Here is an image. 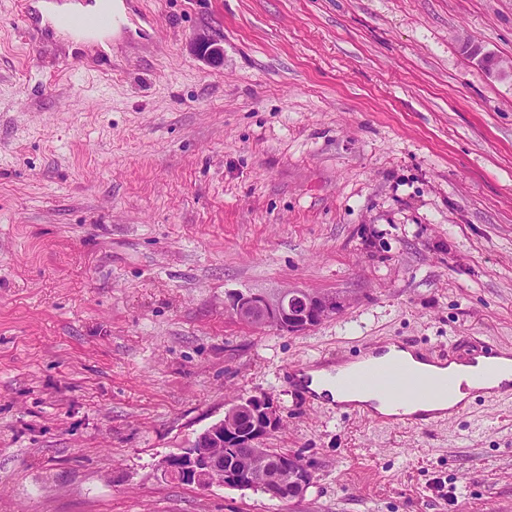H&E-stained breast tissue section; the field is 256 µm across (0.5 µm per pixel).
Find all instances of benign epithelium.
<instances>
[{
	"label": "benign epithelium",
	"mask_w": 512,
	"mask_h": 512,
	"mask_svg": "<svg viewBox=\"0 0 512 512\" xmlns=\"http://www.w3.org/2000/svg\"><path fill=\"white\" fill-rule=\"evenodd\" d=\"M197 50L213 62L224 58L223 46L207 36L199 39ZM342 304V299L334 293L311 294L289 289L274 299L258 294L237 295L227 310L239 321L274 324L294 333L335 315ZM281 424V416L268 397L250 396L231 404L224 419L202 432L187 451L162 459L161 469L173 480L204 490L214 485L250 486L251 473L226 463L224 449L253 448L258 440L279 429ZM281 462V474L274 480L290 477L300 483L306 479L305 472L295 469L293 458L284 455Z\"/></svg>",
	"instance_id": "7a95c632"
}]
</instances>
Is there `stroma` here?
Here are the masks:
<instances>
[{"instance_id":"1","label":"stroma","mask_w":512,"mask_h":512,"mask_svg":"<svg viewBox=\"0 0 512 512\" xmlns=\"http://www.w3.org/2000/svg\"><path fill=\"white\" fill-rule=\"evenodd\" d=\"M121 3L110 56L0 0V512H512V396L398 428L281 381L392 337L512 347V72L467 47L512 62V0ZM287 288L345 304L226 310ZM252 395L302 496L164 476ZM342 304L336 293L311 294L289 289L275 299L258 294L237 295L227 310L239 321L274 324L280 330L294 333L335 315ZM314 367V364L305 363L303 365L291 366L284 372V382L287 386L292 387L296 392H300L304 399L309 401L324 400L329 401L328 398L322 397L315 393L308 387L309 377L306 375V369Z\"/></svg>"}]
</instances>
